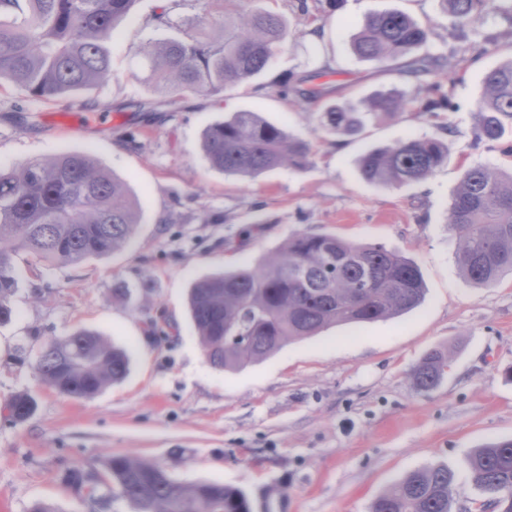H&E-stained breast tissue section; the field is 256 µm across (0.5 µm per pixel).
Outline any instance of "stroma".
Returning <instances> with one entry per match:
<instances>
[{
	"label": "stroma",
	"mask_w": 512,
	"mask_h": 512,
	"mask_svg": "<svg viewBox=\"0 0 512 512\" xmlns=\"http://www.w3.org/2000/svg\"><path fill=\"white\" fill-rule=\"evenodd\" d=\"M235 15L280 13L291 37L248 83L218 95L187 93L176 107L140 112L154 100L137 49L174 36L152 18L194 16L197 0H136L114 30L111 81L90 95L36 101L0 89V169L64 152L92 154L141 203L131 244L77 265H31L15 257L18 285L0 324V512H92L63 476L102 471L115 454L155 462L186 484L211 481L243 490L253 512H369L374 498L408 472L439 462L454 469L459 512H478L467 459L489 441L512 438V275L487 288L465 280L446 223L464 170L512 169V129L503 143L477 137L475 105L485 71L512 54V18L490 14L453 28L437 0H226ZM399 9L432 31L439 64L429 79L358 59L351 39L368 13ZM322 27L324 37L314 36ZM456 79L454 111H407L368 121L343 140L313 117L323 101L360 103L392 88L423 98L427 80ZM249 110L307 141L305 170L279 168L256 179L210 167L201 137L230 113ZM135 135L139 146L126 145ZM409 136L448 143L429 178L399 188L362 179L368 149ZM262 223H253V215ZM328 233L380 244L412 258L427 288L409 315L339 326L288 344L236 371L213 368L187 311L191 284L224 269L255 266L289 236ZM129 287L128 298L113 289ZM79 329L100 333L130 354V372L90 400L55 392L34 369L35 340ZM449 353L440 385L417 390L410 370L426 353ZM28 393L35 411L11 421L5 404Z\"/></svg>",
	"instance_id": "35a3bbf8"
}]
</instances>
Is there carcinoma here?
<instances>
[{
    "label": "carcinoma",
    "instance_id": "carcinoma-1",
    "mask_svg": "<svg viewBox=\"0 0 512 512\" xmlns=\"http://www.w3.org/2000/svg\"><path fill=\"white\" fill-rule=\"evenodd\" d=\"M201 13L179 23L167 12L158 25L178 35L138 48L142 80L168 104L182 93L215 94L259 74L288 42V27L260 8L211 25L224 0H199ZM451 26L473 24L490 13L512 16L509 0H441ZM135 0H0V86L14 85L50 101L87 93L112 79V35ZM429 33L402 11L367 16L352 38L361 59L386 64L405 60V72L430 73ZM424 114L448 112L454 103L445 84L427 85L419 103L390 90L361 107L329 103L314 113L337 138H358L368 114L398 116L411 106ZM478 138L499 141L512 123V54L486 70L477 104ZM202 150L226 175L254 179L280 167L302 170L312 162L309 143L240 110L207 128ZM448 159L438 137H407L366 151L361 177L399 187L431 176ZM141 221V207L127 184L84 152L29 160L0 170V323L11 319L8 297L17 287L13 256L37 263L78 264L105 259L127 246ZM448 229L458 242L464 278L490 287L512 274V172L476 163L468 167L448 207ZM426 296L418 266L382 245L353 243L331 234L298 233L254 267L203 276L188 291V310L209 363L224 371L266 360L291 342L334 326H360L403 316ZM248 336L241 348L231 337ZM449 355L432 350L411 370L420 391L435 388ZM129 357L94 331L77 330L46 341L35 370L59 394L89 400L123 380ZM14 422L26 420L34 401L14 396L5 406ZM468 467L476 488L498 512H512V439L475 449ZM66 484L93 504L127 502L133 512H252L248 496L218 482L185 485L155 463L129 455L109 458L104 477L72 469ZM456 475L432 463L408 473L378 496L370 512H454Z\"/></svg>",
    "mask_w": 512,
    "mask_h": 512
}]
</instances>
